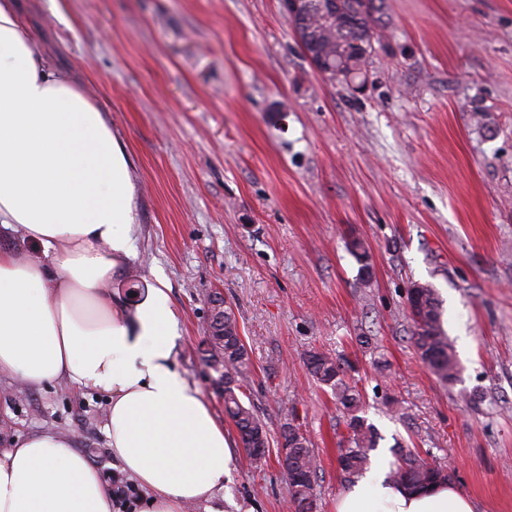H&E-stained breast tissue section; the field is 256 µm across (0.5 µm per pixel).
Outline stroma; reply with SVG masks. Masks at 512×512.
Instances as JSON below:
<instances>
[{"instance_id":"35a3bbf8","label":"stroma","mask_w":512,"mask_h":512,"mask_svg":"<svg viewBox=\"0 0 512 512\" xmlns=\"http://www.w3.org/2000/svg\"><path fill=\"white\" fill-rule=\"evenodd\" d=\"M49 51L88 74L133 164L136 257L112 278L128 307L163 277L174 358L224 415L205 338L209 296L231 307L250 363L238 380L270 434L237 449L224 512H286L277 463L294 422L321 469L319 512L349 481L348 435L309 351L343 355L363 415L445 463L476 512H512V0H385L384 36L354 84L319 75L282 0H31ZM62 19H54V12ZM361 240L370 285L348 250ZM431 284L461 366L443 386L410 340L406 302ZM371 337L368 347L356 336ZM106 395L0 376V447L70 434L104 479Z\"/></svg>"}]
</instances>
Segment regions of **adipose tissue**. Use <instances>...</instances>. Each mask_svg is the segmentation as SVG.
<instances>
[{
	"mask_svg": "<svg viewBox=\"0 0 512 512\" xmlns=\"http://www.w3.org/2000/svg\"><path fill=\"white\" fill-rule=\"evenodd\" d=\"M131 167L24 0H0V227L39 248L0 250V375L107 395L108 446L141 488V512H224L234 445L176 367L166 282L132 310L107 288L136 256ZM385 473L355 479L336 512H475L453 483L412 492ZM0 512H112V493L73 437L48 428L0 448Z\"/></svg>",
	"mask_w": 512,
	"mask_h": 512,
	"instance_id": "1",
	"label": "adipose tissue"
}]
</instances>
